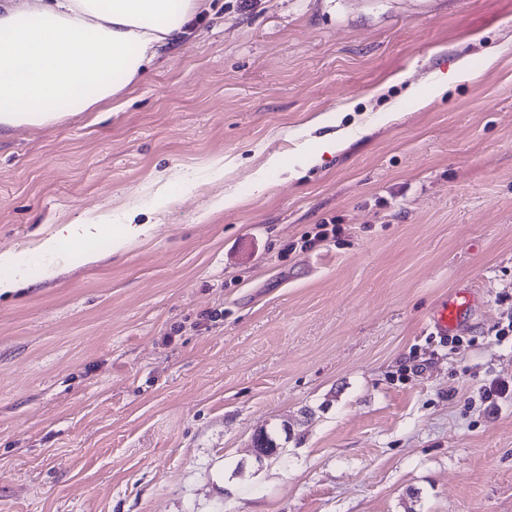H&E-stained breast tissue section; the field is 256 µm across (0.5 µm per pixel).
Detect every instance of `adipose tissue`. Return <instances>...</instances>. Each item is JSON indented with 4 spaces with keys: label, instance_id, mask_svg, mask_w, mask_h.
<instances>
[{
    "label": "adipose tissue",
    "instance_id": "adipose-tissue-1",
    "mask_svg": "<svg viewBox=\"0 0 512 512\" xmlns=\"http://www.w3.org/2000/svg\"><path fill=\"white\" fill-rule=\"evenodd\" d=\"M199 0H6L0 7V131L57 123L89 112L122 93L146 66L184 33ZM142 209L98 214L60 226L36 246L62 256L83 246L85 262L99 253L91 241L115 224L113 252L150 237Z\"/></svg>",
    "mask_w": 512,
    "mask_h": 512
}]
</instances>
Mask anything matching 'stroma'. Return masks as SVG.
<instances>
[{"label": "stroma", "instance_id": "35a3bbf8", "mask_svg": "<svg viewBox=\"0 0 512 512\" xmlns=\"http://www.w3.org/2000/svg\"><path fill=\"white\" fill-rule=\"evenodd\" d=\"M317 116L367 131L316 164ZM274 153L302 176L256 192ZM159 181L151 238L33 255ZM7 250L0 512H512V0H202L118 102L0 134ZM470 69L468 58L458 60L449 73L447 72V74L443 75L440 80L433 84V91L436 93V96L440 95L445 89L448 90V82L470 78L472 75ZM28 262L13 251L0 252V294L29 284ZM462 298V302L440 303L429 317L428 326L431 334L439 336L441 341H446L448 334L453 333L461 321L462 313L469 304V300L465 296Z\"/></svg>", "mask_w": 512, "mask_h": 512}]
</instances>
